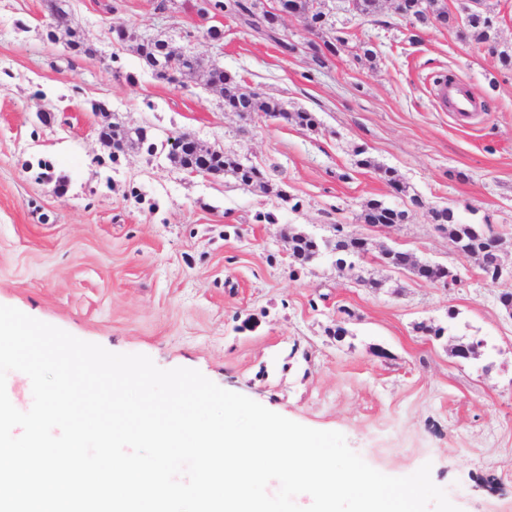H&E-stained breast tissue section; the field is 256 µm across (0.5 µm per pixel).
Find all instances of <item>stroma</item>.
<instances>
[{
    "label": "stroma",
    "instance_id": "stroma-1",
    "mask_svg": "<svg viewBox=\"0 0 512 512\" xmlns=\"http://www.w3.org/2000/svg\"><path fill=\"white\" fill-rule=\"evenodd\" d=\"M323 10L348 43L320 66L307 46L322 39L300 15L280 28L301 46L287 54L202 0H170L163 12L156 0H70V24L98 50L88 58L48 39L45 0H0V305L163 369L199 370L290 420L341 432L384 474L430 464L461 512H512V316L499 302L512 282H489L477 261L459 259L430 213L452 208L512 243V71L437 25L410 42L393 0L368 18L341 0ZM214 26L222 45L206 37ZM119 27L219 56L243 91L312 112L317 128L225 111L197 76L156 79ZM443 76L471 90L477 112L448 110ZM95 101L156 141L187 132L246 157L289 201L229 175L179 170L161 149L111 160ZM47 111L55 118L45 125ZM359 146L408 195H394L378 167L357 168ZM41 159L65 177L64 194L39 178ZM373 199L409 219L371 232L375 247L356 272L330 258L292 268L289 233L365 232L360 214ZM382 244L460 270L461 282L446 289L403 272L395 293L359 285L385 275ZM344 308L353 319L339 342L329 330ZM420 322L486 347L456 358L450 338L418 333Z\"/></svg>",
    "mask_w": 512,
    "mask_h": 512
}]
</instances>
